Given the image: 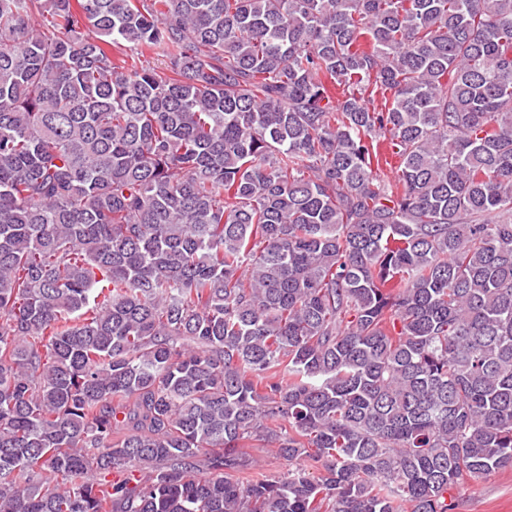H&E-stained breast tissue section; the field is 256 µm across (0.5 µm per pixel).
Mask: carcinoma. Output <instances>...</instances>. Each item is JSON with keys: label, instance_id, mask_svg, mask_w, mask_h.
<instances>
[{"label": "carcinoma", "instance_id": "obj_1", "mask_svg": "<svg viewBox=\"0 0 512 512\" xmlns=\"http://www.w3.org/2000/svg\"><path fill=\"white\" fill-rule=\"evenodd\" d=\"M506 467L512 0H0V512H456ZM244 450L253 461L254 467L248 470L249 475L253 478L277 477L291 467L288 465V461L275 455L269 448H245Z\"/></svg>", "mask_w": 512, "mask_h": 512}]
</instances>
